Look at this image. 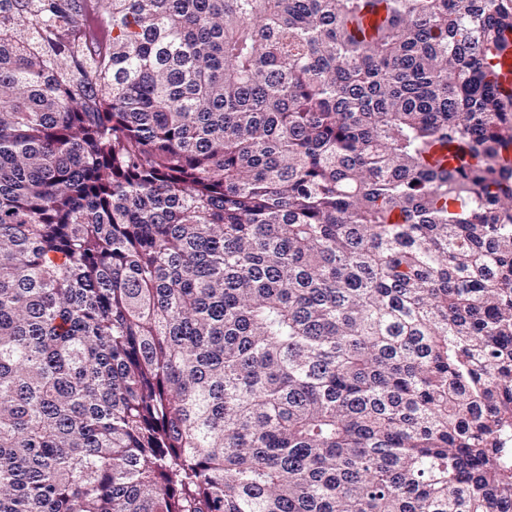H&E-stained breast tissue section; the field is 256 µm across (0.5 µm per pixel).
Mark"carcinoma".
I'll return each mask as SVG.
<instances>
[{
	"mask_svg": "<svg viewBox=\"0 0 512 512\" xmlns=\"http://www.w3.org/2000/svg\"><path fill=\"white\" fill-rule=\"evenodd\" d=\"M512 0H0V512H512Z\"/></svg>",
	"mask_w": 512,
	"mask_h": 512,
	"instance_id": "1",
	"label": "carcinoma"
}]
</instances>
